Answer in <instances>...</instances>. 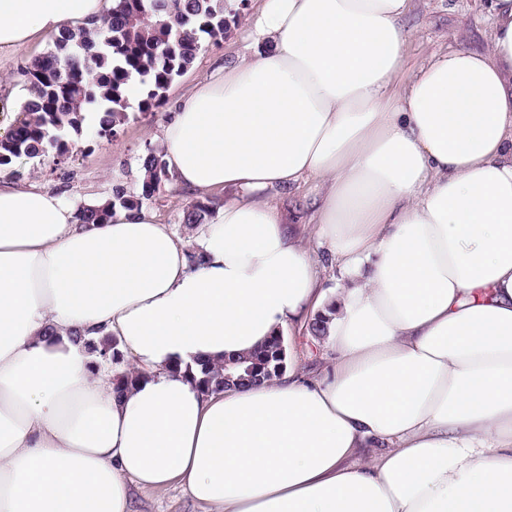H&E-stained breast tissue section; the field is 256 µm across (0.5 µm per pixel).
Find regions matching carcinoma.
Here are the masks:
<instances>
[{
    "label": "carcinoma",
    "mask_w": 512,
    "mask_h": 512,
    "mask_svg": "<svg viewBox=\"0 0 512 512\" xmlns=\"http://www.w3.org/2000/svg\"><path fill=\"white\" fill-rule=\"evenodd\" d=\"M225 0H112L96 19L69 27L52 37V48L21 68L30 97L22 107L10 137L0 140V168L16 160L39 158L52 151L63 158L72 151L73 137L82 135L85 113L96 112L98 134L114 137L128 118L127 92L138 83V109L152 112L162 106L172 83L192 66L199 51L218 45L229 27ZM239 16L240 10L229 12ZM140 189L130 194L116 188L104 205L77 209L81 224H105L116 208L137 209L151 200L161 183L171 180L164 149L149 148L142 157ZM210 203L197 201L183 211L181 223L191 229L202 223ZM73 341L89 353L120 361L117 340L106 337L102 347L72 332ZM280 336L253 352L229 357L236 368L200 363L199 384L205 392L224 387L253 386L282 375L278 358ZM261 368L258 378L245 367Z\"/></svg>",
    "instance_id": "obj_1"
}]
</instances>
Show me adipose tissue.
I'll return each instance as SVG.
<instances>
[{"label": "adipose tissue", "instance_id": "adipose-tissue-1", "mask_svg": "<svg viewBox=\"0 0 512 512\" xmlns=\"http://www.w3.org/2000/svg\"><path fill=\"white\" fill-rule=\"evenodd\" d=\"M107 2L0 0V52ZM486 7V49L395 93L410 0H262L258 53L162 128L184 189L241 191L198 262L147 208L87 227L0 179V512H133L172 484L212 512H512V0ZM311 177L336 290L265 198ZM329 306L317 377L202 392L198 362ZM73 336V341L81 342L85 345L89 353L98 354L101 357H107V355L111 353L112 362L118 363L120 361L119 352L116 350L117 340L113 336H107L105 341L103 342L102 348H98L95 342L91 339H86L85 336H82L80 332L74 331L71 333Z\"/></svg>", "mask_w": 512, "mask_h": 512}]
</instances>
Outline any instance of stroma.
<instances>
[{
    "instance_id": "stroma-1",
    "label": "stroma",
    "mask_w": 512,
    "mask_h": 512,
    "mask_svg": "<svg viewBox=\"0 0 512 512\" xmlns=\"http://www.w3.org/2000/svg\"><path fill=\"white\" fill-rule=\"evenodd\" d=\"M259 6V0H248L226 41L200 52L193 66L171 85L163 106L151 112L138 111L140 94L130 92L129 119L116 137H99L97 115L90 112L85 117L81 138L66 157L49 154L33 160L20 159L0 174L56 191L74 207L111 196L113 187L118 185L128 192H138L141 158L147 147H162L161 128L178 100L206 81L218 67L235 65L252 56L245 31L249 17ZM405 22L412 37L395 83L399 90L432 55L461 45L473 49L487 46L489 20L485 0H411ZM51 45V39L47 38L33 46L30 53L0 55V129L13 128L29 97L28 88L17 75L20 65L29 55L47 52ZM195 200V195L171 180L161 185L155 199L148 204L164 223L170 224L191 252L197 248V232L185 228L179 218L183 209ZM283 335L291 361L300 363L306 373L321 372L330 363L333 350L325 339L302 333L294 326L284 330ZM133 507L135 512H206L204 506L194 502L178 485L134 490Z\"/></svg>"
}]
</instances>
